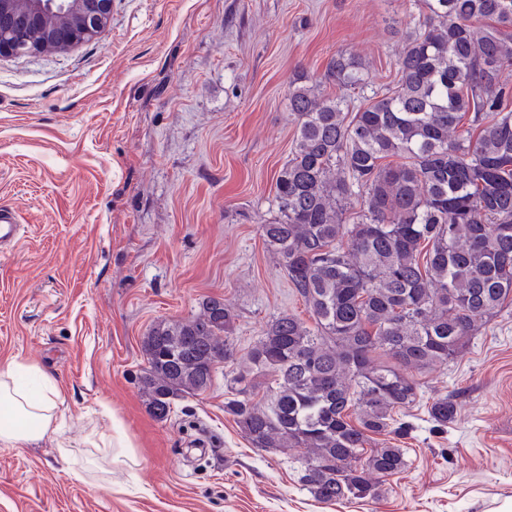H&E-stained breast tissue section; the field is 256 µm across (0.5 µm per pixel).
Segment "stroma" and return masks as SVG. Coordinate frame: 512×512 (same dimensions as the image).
Instances as JSON below:
<instances>
[{"label":"stroma","mask_w":512,"mask_h":512,"mask_svg":"<svg viewBox=\"0 0 512 512\" xmlns=\"http://www.w3.org/2000/svg\"><path fill=\"white\" fill-rule=\"evenodd\" d=\"M421 0H112L108 30L72 49L0 60V209L30 233L0 253V367L62 389L56 431L0 444V512H494L512 500V305L448 364L415 372L398 414L407 467L365 500L324 503L305 449L260 450L214 385L146 408L137 377L157 321L229 303L237 360L273 316L310 314L261 226L296 134L286 94L358 58L397 80ZM457 415L439 427L437 397ZM206 442L204 458L186 448ZM71 455L62 458L59 449ZM84 469L71 482L69 467ZM456 413V404L447 396L433 399L428 414L430 419L438 426H446Z\"/></svg>","instance_id":"stroma-1"}]
</instances>
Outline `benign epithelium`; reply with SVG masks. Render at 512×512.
Segmentation results:
<instances>
[{
  "label": "benign epithelium",
  "instance_id": "7a95c632",
  "mask_svg": "<svg viewBox=\"0 0 512 512\" xmlns=\"http://www.w3.org/2000/svg\"><path fill=\"white\" fill-rule=\"evenodd\" d=\"M112 0H0V58L61 50L101 38Z\"/></svg>",
  "mask_w": 512,
  "mask_h": 512
}]
</instances>
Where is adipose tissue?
<instances>
[{"label":"adipose tissue","mask_w":512,"mask_h":512,"mask_svg":"<svg viewBox=\"0 0 512 512\" xmlns=\"http://www.w3.org/2000/svg\"><path fill=\"white\" fill-rule=\"evenodd\" d=\"M19 367L10 363L0 368V409L9 416L0 423V444L30 442L51 431L62 393L51 378H44L41 388L29 391L18 385Z\"/></svg>","instance_id":"ef3b65f1"}]
</instances>
